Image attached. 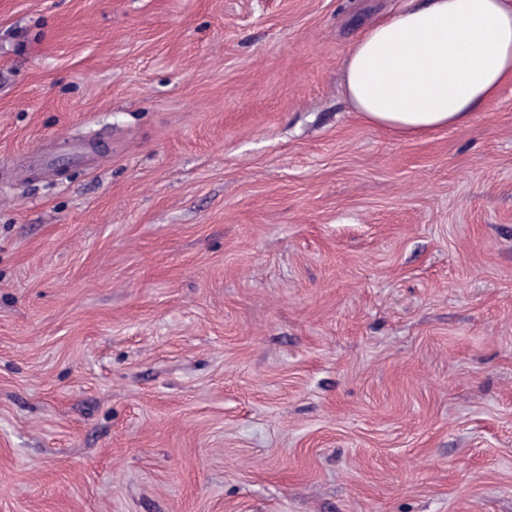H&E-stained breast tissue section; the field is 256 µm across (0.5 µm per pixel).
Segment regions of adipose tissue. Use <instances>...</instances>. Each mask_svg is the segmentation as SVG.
<instances>
[{"label":"adipose tissue","mask_w":512,"mask_h":512,"mask_svg":"<svg viewBox=\"0 0 512 512\" xmlns=\"http://www.w3.org/2000/svg\"><path fill=\"white\" fill-rule=\"evenodd\" d=\"M512 75V0H410L353 44L344 90L404 136L465 122Z\"/></svg>","instance_id":"adipose-tissue-1"}]
</instances>
